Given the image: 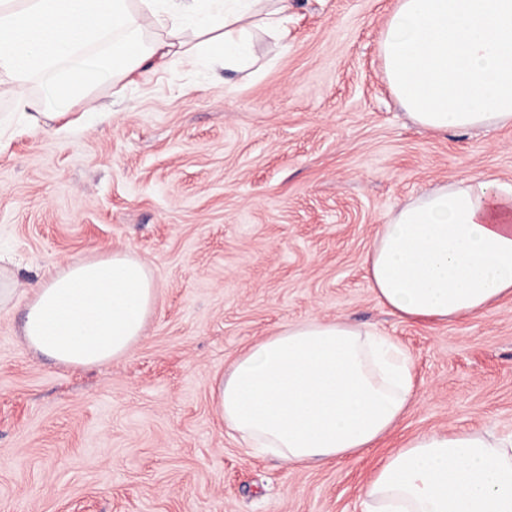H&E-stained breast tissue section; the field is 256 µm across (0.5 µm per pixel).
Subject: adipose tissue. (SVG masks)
Returning a JSON list of instances; mask_svg holds the SVG:
<instances>
[{
  "instance_id": "ef3b65f1",
  "label": "adipose tissue",
  "mask_w": 512,
  "mask_h": 512,
  "mask_svg": "<svg viewBox=\"0 0 512 512\" xmlns=\"http://www.w3.org/2000/svg\"><path fill=\"white\" fill-rule=\"evenodd\" d=\"M290 0H0V82L31 128L48 100L87 101L163 64L254 63L253 37L287 36ZM386 81L422 130L512 126V0H396L380 33ZM371 287L404 320L448 322L512 298V185L473 177L409 200L366 254ZM151 268L127 251L39 280L27 346L66 366L102 365L144 336ZM215 413L251 448L321 464L373 447L414 403L412 362L391 337L348 319L289 323L238 355L211 388ZM370 512H512V435L427 431L405 440L366 486Z\"/></svg>"
}]
</instances>
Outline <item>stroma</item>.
Instances as JSON below:
<instances>
[{"mask_svg":"<svg viewBox=\"0 0 512 512\" xmlns=\"http://www.w3.org/2000/svg\"><path fill=\"white\" fill-rule=\"evenodd\" d=\"M396 0H291L254 66H169L95 103L110 122L0 136V512H365L382 457L424 431L512 433V301L403 322L364 266L379 224L437 184L512 185V127L435 134L392 94L379 37ZM111 250L155 272L143 340L99 366L28 348L47 272ZM346 317L412 359L416 401L375 448L293 466L244 448L211 386L276 327Z\"/></svg>","mask_w":512,"mask_h":512,"instance_id":"1","label":"stroma"}]
</instances>
